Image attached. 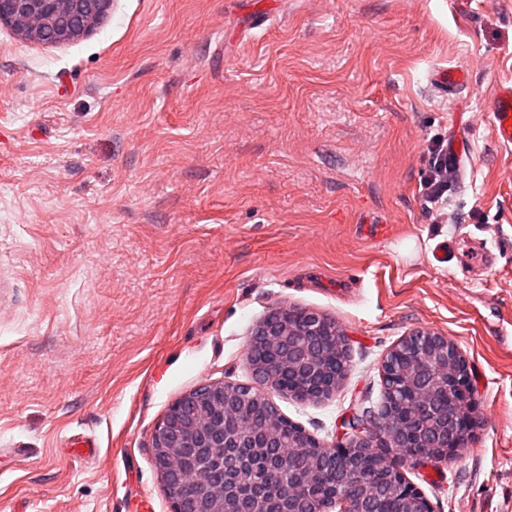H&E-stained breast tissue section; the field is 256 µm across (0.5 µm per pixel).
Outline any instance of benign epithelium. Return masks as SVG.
<instances>
[{
    "instance_id": "7a95c632",
    "label": "benign epithelium",
    "mask_w": 512,
    "mask_h": 512,
    "mask_svg": "<svg viewBox=\"0 0 512 512\" xmlns=\"http://www.w3.org/2000/svg\"><path fill=\"white\" fill-rule=\"evenodd\" d=\"M111 0H0V24H7L24 39L43 42V30L55 31L54 42L78 38L108 11ZM345 335L335 321L314 311L296 312L288 306L272 308L255 327L247 345L246 361L254 375L268 389L280 390L279 367L288 363L295 379L288 389L302 399H319L336 387L343 375ZM436 365L440 370L437 384L442 400L448 405V417L438 419L436 440L429 454L402 458L394 454L391 439L404 448H413L418 433L414 429L416 413L430 412L436 405L428 402L430 390L419 383L407 389L399 385L403 373L419 366ZM385 403L371 414L351 413L348 427L342 429L338 443L325 445L306 435L305 445L318 449L323 462H345L378 452L384 460L383 474L395 492L413 506L412 512H434L429 500L411 485L404 474L407 467H417L436 457L449 459L461 447L473 420L468 414L466 362L457 345L448 337L431 330H415L403 336L387 353L382 363ZM238 384H205L206 399L212 406L210 423L204 428L183 422L179 403H174L157 426L153 439L154 466L161 480L180 484L179 463L167 462L171 448H265L274 438L268 432L260 437L250 432L236 438L224 434V413L241 411L256 402L263 409L269 397L261 392L244 396Z\"/></svg>"
}]
</instances>
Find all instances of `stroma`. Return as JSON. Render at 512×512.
<instances>
[{
  "instance_id": "35a3bbf8",
  "label": "stroma",
  "mask_w": 512,
  "mask_h": 512,
  "mask_svg": "<svg viewBox=\"0 0 512 512\" xmlns=\"http://www.w3.org/2000/svg\"><path fill=\"white\" fill-rule=\"evenodd\" d=\"M509 80L512 0H112L53 45L0 25V512H171L156 427L202 384L256 386L278 305L347 338L330 396L269 394L329 445L402 336L451 338L474 432L406 478L434 512H512V150L483 109ZM457 111L470 164L435 221L424 150ZM455 239L491 266L432 263ZM432 80L435 86L442 91L453 92L466 86L468 75L462 68L448 66L436 68L432 73Z\"/></svg>"
}]
</instances>
